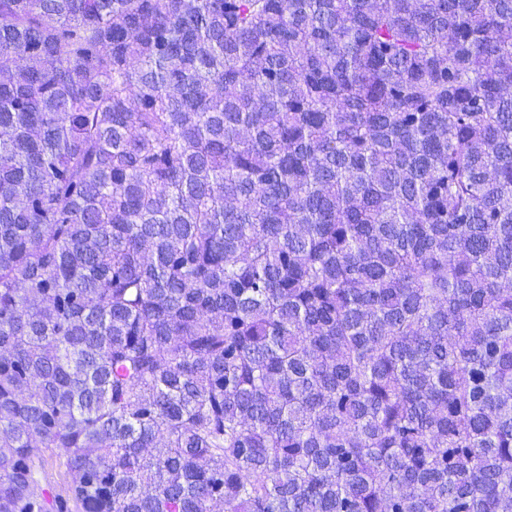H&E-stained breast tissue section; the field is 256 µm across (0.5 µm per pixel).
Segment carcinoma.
<instances>
[{"label":"carcinoma","mask_w":512,"mask_h":512,"mask_svg":"<svg viewBox=\"0 0 512 512\" xmlns=\"http://www.w3.org/2000/svg\"><path fill=\"white\" fill-rule=\"evenodd\" d=\"M512 512V0H0V512ZM35 480L49 503V512H56V509H53L55 500L60 496L65 497L67 493L68 476L63 459L46 452L42 463H39L35 470Z\"/></svg>","instance_id":"obj_1"}]
</instances>
